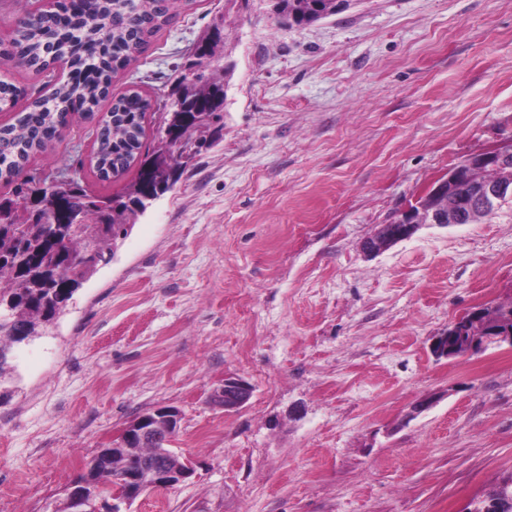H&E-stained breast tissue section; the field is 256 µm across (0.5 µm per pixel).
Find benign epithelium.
Masks as SVG:
<instances>
[{"instance_id": "1", "label": "benign epithelium", "mask_w": 512, "mask_h": 512, "mask_svg": "<svg viewBox=\"0 0 512 512\" xmlns=\"http://www.w3.org/2000/svg\"><path fill=\"white\" fill-rule=\"evenodd\" d=\"M479 168L507 169L512 180V144L497 147L464 160L452 168L448 174L434 181L422 194L418 208L402 210L389 223L383 224L362 243V251L367 256H375L395 243L412 237L420 227L429 222L443 227L456 225L453 213H442L433 209L432 201L441 196L449 187L464 178L470 171ZM507 345L512 347V332L509 330L489 331L483 335L464 336L452 323L446 332L435 337L431 343V353L435 359H461L488 350L491 347ZM252 394L251 385L241 377L227 376L224 384L217 388L211 401L226 412L243 407ZM180 422L179 412L171 407L157 408L132 420L123 430L113 447L151 445L160 437H165V447L156 449L153 458H142L132 462L117 479L108 495L100 493L99 486L86 479L71 486L60 504L62 512H125V508L148 490L159 487H173L188 480L194 473L191 460L181 458L177 462L158 461L160 457L172 455L168 449L175 437Z\"/></svg>"}]
</instances>
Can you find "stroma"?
Wrapping results in <instances>:
<instances>
[{
    "label": "stroma",
    "mask_w": 512,
    "mask_h": 512,
    "mask_svg": "<svg viewBox=\"0 0 512 512\" xmlns=\"http://www.w3.org/2000/svg\"><path fill=\"white\" fill-rule=\"evenodd\" d=\"M223 13L178 10L113 93L162 107ZM227 48L223 129L14 350L0 512H44L163 406L195 473L130 512H465L512 477V348L438 360L430 346L512 300V207L373 257L361 244L461 161L512 143V0H353L292 28L250 0ZM94 140L74 120L25 173L118 194L138 170L100 181ZM228 375L252 386L232 413L209 401Z\"/></svg>",
    "instance_id": "obj_1"
}]
</instances>
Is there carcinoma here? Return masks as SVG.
<instances>
[{"label": "carcinoma", "instance_id": "carcinoma-1", "mask_svg": "<svg viewBox=\"0 0 512 512\" xmlns=\"http://www.w3.org/2000/svg\"><path fill=\"white\" fill-rule=\"evenodd\" d=\"M323 0H280L275 19L288 26L308 23L307 11ZM175 16L174 0H97L85 9L83 0H59L57 9L34 22H21L0 53L15 65L37 75L47 73L59 59L70 62L66 83L48 96H38L15 122L0 126V179L10 183L30 158L54 147L73 115L95 116L109 98L112 75L124 70L147 51L150 39ZM232 74L224 62L193 53L176 67L170 94L177 103L163 105L159 146L152 154L142 152L144 120L152 108L150 99L136 90L112 98L104 123L95 133L94 169L101 181L121 178L133 165L138 175L118 195H94L76 180L52 187V193L84 214L83 224H64L48 208L18 210L25 198L24 186L15 197H0V400L11 395L15 346L45 333L66 310L89 268V255L110 263L118 247L142 214L137 204L143 185L164 182V174L183 171L184 161L196 156L207 137L219 132L224 117V85ZM489 322L512 330V301L497 304ZM141 448L117 450L114 467L101 471L97 482L103 492L113 477Z\"/></svg>", "mask_w": 512, "mask_h": 512}]
</instances>
